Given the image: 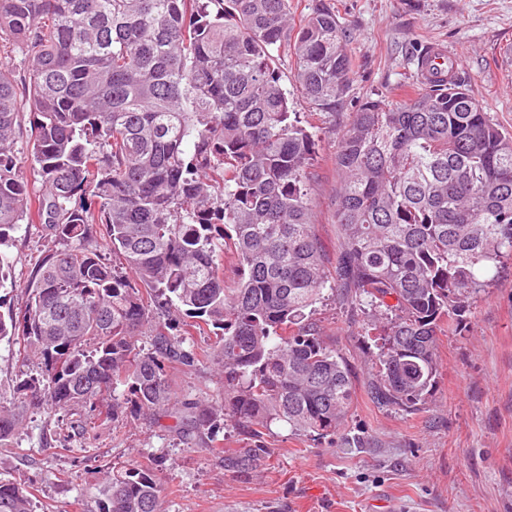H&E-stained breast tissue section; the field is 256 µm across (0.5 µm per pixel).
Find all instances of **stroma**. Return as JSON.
<instances>
[{"label":"stroma","mask_w":512,"mask_h":512,"mask_svg":"<svg viewBox=\"0 0 512 512\" xmlns=\"http://www.w3.org/2000/svg\"><path fill=\"white\" fill-rule=\"evenodd\" d=\"M351 34L356 73L341 107L312 115L298 95L288 54L283 86L315 139L317 180L311 197L315 232L328 258L340 245L333 222L337 137L361 102L420 80L417 55L438 44L455 54L471 94L502 130L512 133V0H328ZM8 253L11 283L0 288V312L25 300L22 286L48 240L40 225L22 224ZM310 322L344 357L353 378L348 430L341 439L297 435L274 422L263 431L272 455L250 476L225 471L219 450L254 440L241 426L216 430L211 444L186 443L160 421L123 417L86 440L66 436V417L28 415L10 447H0V474L24 472L35 512H98L113 464L163 459L166 512H512V261L471 301L463 324L439 336L436 389L421 411L372 402L374 345L338 296L308 308ZM178 400L222 401L224 376L213 363L169 369ZM56 433L47 450L45 430Z\"/></svg>","instance_id":"obj_1"}]
</instances>
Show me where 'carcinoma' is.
<instances>
[{"mask_svg":"<svg viewBox=\"0 0 512 512\" xmlns=\"http://www.w3.org/2000/svg\"><path fill=\"white\" fill-rule=\"evenodd\" d=\"M292 14V0H0V47L23 64L0 66V247L25 222L57 242L24 307L0 314V340L40 365L0 396V447L29 411L73 416L80 440L124 414L168 412V365L208 358L172 333L175 312L219 338L224 371V404H182L175 429L278 420L334 436L350 372L305 322L327 287L376 336L373 401L414 411L431 397L439 333L512 257V134L457 69L428 68L426 49L422 87L365 101L338 137L329 269L309 192L315 141L278 60L295 59L315 113L343 104L353 60L335 8ZM270 456L226 452L224 469L245 475ZM158 467H112L99 512H163ZM0 512H33L24 475L0 477Z\"/></svg>","mask_w":512,"mask_h":512,"instance_id":"1","label":"carcinoma"}]
</instances>
